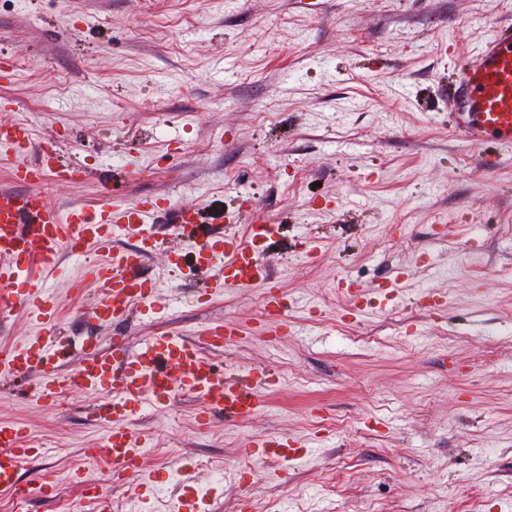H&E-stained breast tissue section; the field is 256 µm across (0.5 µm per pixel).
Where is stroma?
<instances>
[{"label":"stroma","instance_id":"1","mask_svg":"<svg viewBox=\"0 0 512 512\" xmlns=\"http://www.w3.org/2000/svg\"><path fill=\"white\" fill-rule=\"evenodd\" d=\"M509 21L512 0H0L12 66L0 97L14 102L0 121L29 120L36 141L94 170L46 182L52 206L165 200L149 220L162 249L144 265L157 317L92 318L98 291L81 274L97 250L40 270L68 337L64 373L117 332L190 339L260 320V289L195 298L175 209L200 206L230 232L259 217L282 227L263 255L288 294V336L249 332L210 354L277 383L245 424L198 429L183 393L132 422L160 479L152 512L200 499L204 512H512V147L448 126L449 82ZM396 277L390 300L381 288ZM341 279L370 305L346 314ZM420 288L445 306L419 308ZM99 401L75 389L53 406L30 379H0V421L39 450L21 483L67 471L27 512H140L138 477L113 481L88 454L109 432L88 417ZM280 433L300 460L248 454L252 437ZM79 472L101 500L82 495Z\"/></svg>","mask_w":512,"mask_h":512}]
</instances>
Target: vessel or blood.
Returning <instances> with one entry per match:
<instances>
[{"label":"vessel or blood","instance_id":"vessel-or-blood-1","mask_svg":"<svg viewBox=\"0 0 512 512\" xmlns=\"http://www.w3.org/2000/svg\"><path fill=\"white\" fill-rule=\"evenodd\" d=\"M450 114L454 130L470 142L512 144V24L501 27L481 46L455 82ZM2 145L15 155L32 151L36 157L34 163L13 167L14 187L0 188V309L22 308L41 331L21 343L0 347V376L33 379L40 399L52 405L75 388L103 394L92 416L108 425V439L103 449H90V456H105L114 479L138 472L144 486L152 487L155 477L143 472L141 464L147 438L129 426L145 406H167L182 392L200 403L199 428H208L219 416L243 423L258 414L274 376L259 367L230 373L210 360L209 351L245 335L244 326L234 322L200 328L196 342L172 332L146 336L135 344L116 336L104 351L86 345L76 375L60 372L58 362L67 344L58 328L56 301L36 277V269L54 265L61 253L79 257L90 245H99L108 250V260L83 270L84 280L100 290L93 318L107 325L126 322L137 309L147 316L157 313L154 285L142 273L146 259L157 250L144 227L154 206L119 204L107 196L91 209L56 210L41 188L42 181L50 176L63 184L73 183L84 180L86 170L76 163L60 164L53 147L35 146L32 126L22 121H0ZM175 222L178 237L193 249L196 278L213 289L262 288L265 315L255 334L286 335L288 294L277 286L257 247L258 239L279 234L280 225L252 224L245 233L231 234L200 224L198 210L191 205L177 210ZM119 232L136 234L138 245L113 249L112 239ZM24 439L22 427L0 422V488L15 494L17 512H25L29 493L18 480L19 469L35 454ZM249 452L284 464L298 456L296 440L287 435L256 436Z\"/></svg>","mask_w":512,"mask_h":512}]
</instances>
